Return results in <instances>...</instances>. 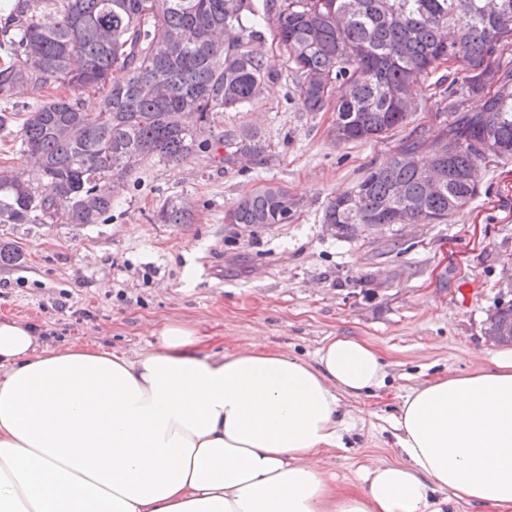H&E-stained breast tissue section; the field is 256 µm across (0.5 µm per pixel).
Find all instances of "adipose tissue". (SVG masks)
Here are the masks:
<instances>
[{
    "label": "adipose tissue",
    "mask_w": 512,
    "mask_h": 512,
    "mask_svg": "<svg viewBox=\"0 0 512 512\" xmlns=\"http://www.w3.org/2000/svg\"><path fill=\"white\" fill-rule=\"evenodd\" d=\"M152 336L130 357L0 320V512H512V348L408 393L397 459L341 486L322 454L353 425L342 395L384 384L370 344L310 363L260 336L199 354L186 322Z\"/></svg>",
    "instance_id": "adipose-tissue-1"
}]
</instances>
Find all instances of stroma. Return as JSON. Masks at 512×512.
I'll return each mask as SVG.
<instances>
[{"label": "stroma", "instance_id": "obj_1", "mask_svg": "<svg viewBox=\"0 0 512 512\" xmlns=\"http://www.w3.org/2000/svg\"><path fill=\"white\" fill-rule=\"evenodd\" d=\"M261 50L277 80L211 124L216 139L254 134L261 153L233 163L210 150L178 163L149 160L98 224H0V242L23 255L20 265L0 268V319L36 322L59 345L92 339L130 356L172 321L197 325L201 352L261 336L269 348L310 361L328 337L366 340L383 355L387 380L342 398L357 426L328 457L346 484L369 459H393L389 418L411 388L467 373L493 349L485 320L512 301L502 272L512 259V157L479 161L478 195L448 223L410 236L393 225L336 238L322 223L326 205L385 164L409 134L433 139L460 72L442 64L415 83L403 125L338 143L330 135L335 112H309L298 100L275 26ZM265 184L299 201L296 218L256 231L226 223L225 214ZM170 202L189 206L191 223H157Z\"/></svg>", "mask_w": 512, "mask_h": 512}]
</instances>
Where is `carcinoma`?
I'll use <instances>...</instances> for the list:
<instances>
[{"mask_svg":"<svg viewBox=\"0 0 512 512\" xmlns=\"http://www.w3.org/2000/svg\"><path fill=\"white\" fill-rule=\"evenodd\" d=\"M11 0L0 15V101L21 90L58 84L71 91L25 107L18 153L35 172L0 167V224H97L112 198L147 160L179 163L214 143L205 137L214 113L251 105L275 74L257 44L275 21L293 71L295 93L308 112L333 103L337 141L378 137L400 126L413 104L407 85L428 76L448 54L441 28L459 33L454 49L462 66L458 87L448 85L444 109L460 113L442 139L453 148L440 170L442 191L426 197L422 162L436 158L434 143L407 141L383 167L372 168L353 190L331 200L322 223L336 237L354 239L364 225L383 224L406 198L410 217L445 224L478 194L467 175L479 159L512 157V0H498L501 19L485 18L487 0ZM57 16L52 26L39 14ZM469 19L457 24L460 16ZM496 86L478 112L462 111L465 97ZM103 92L99 109L85 111L79 94ZM197 115L189 127L183 117ZM229 152L259 154L254 139L224 133ZM411 154L416 162L403 165ZM295 200L279 185H263L241 199L228 223L252 230L288 224ZM162 224H188L192 212L172 203L157 214ZM21 253L0 243V264ZM488 329L512 343V303L489 314Z\"/></svg>","mask_w":512,"mask_h":512,"instance_id":"obj_1","label":"carcinoma"}]
</instances>
